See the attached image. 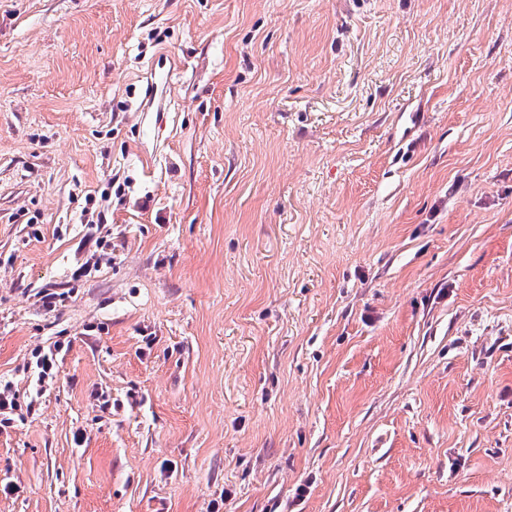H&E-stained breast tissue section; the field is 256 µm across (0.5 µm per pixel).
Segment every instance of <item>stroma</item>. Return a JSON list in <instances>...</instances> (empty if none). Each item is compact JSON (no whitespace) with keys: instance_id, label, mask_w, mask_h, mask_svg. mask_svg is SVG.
Returning a JSON list of instances; mask_svg holds the SVG:
<instances>
[{"instance_id":"obj_1","label":"stroma","mask_w":512,"mask_h":512,"mask_svg":"<svg viewBox=\"0 0 512 512\" xmlns=\"http://www.w3.org/2000/svg\"><path fill=\"white\" fill-rule=\"evenodd\" d=\"M1 387L0 512H512V0H0Z\"/></svg>"}]
</instances>
